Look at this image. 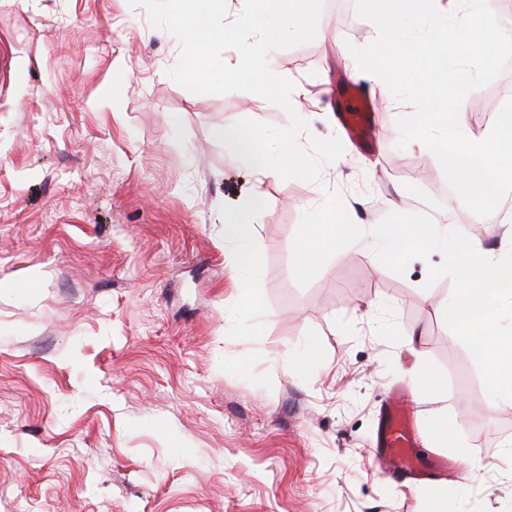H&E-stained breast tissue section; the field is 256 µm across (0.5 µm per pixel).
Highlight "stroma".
Wrapping results in <instances>:
<instances>
[{
  "mask_svg": "<svg viewBox=\"0 0 512 512\" xmlns=\"http://www.w3.org/2000/svg\"><path fill=\"white\" fill-rule=\"evenodd\" d=\"M376 26L323 0L315 40L270 57L293 109L344 152L308 182L259 178L216 138L249 118L288 127L253 93L199 95L169 75L180 45L130 0H0V512H512V408L488 395L438 314L441 253L404 273L373 249L292 271L306 211L335 193L358 224L433 213L497 251L504 209L469 224L433 154L399 147L396 101L349 51ZM380 104L377 146L346 141L333 81ZM512 99V67L469 92L474 134ZM252 208L257 268L232 266L226 214ZM414 337L425 477L375 463L382 406ZM317 350L312 373L284 355ZM405 348L411 357V363L408 367L407 373L411 377V382L418 396L425 392L426 386L435 387L439 383L434 379L428 377L424 370L423 363L419 357V353L414 346V340L411 336L407 337L405 342Z\"/></svg>",
  "mask_w": 512,
  "mask_h": 512,
  "instance_id": "35a3bbf8",
  "label": "stroma"
}]
</instances>
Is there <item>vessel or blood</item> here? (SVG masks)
Returning a JSON list of instances; mask_svg holds the SVG:
<instances>
[{"mask_svg": "<svg viewBox=\"0 0 512 512\" xmlns=\"http://www.w3.org/2000/svg\"><path fill=\"white\" fill-rule=\"evenodd\" d=\"M376 104L357 84H350L347 100L339 114V121L350 138L368 144L376 126ZM414 409L400 397L388 399L382 412L375 455L385 467L413 471L415 456Z\"/></svg>", "mask_w": 512, "mask_h": 512, "instance_id": "b4317fda", "label": "vessel or blood"}]
</instances>
